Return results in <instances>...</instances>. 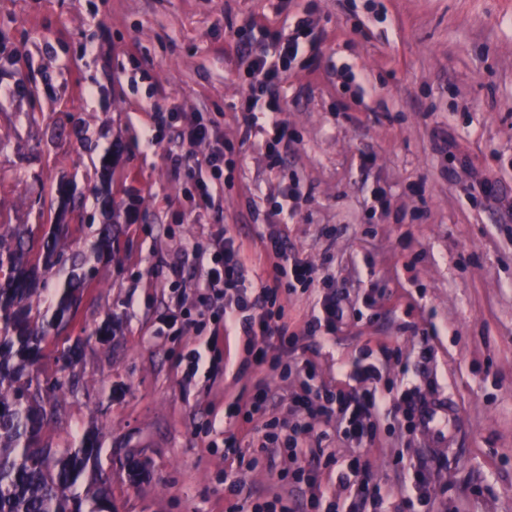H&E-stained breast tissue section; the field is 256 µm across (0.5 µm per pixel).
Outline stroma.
<instances>
[{"mask_svg":"<svg viewBox=\"0 0 512 512\" xmlns=\"http://www.w3.org/2000/svg\"><path fill=\"white\" fill-rule=\"evenodd\" d=\"M303 17L317 58L288 71L277 117L288 148L273 165L265 141L275 117L259 113L242 135L241 43ZM159 110L198 113L236 143L232 185L210 207L166 159H203L209 144L182 143L170 125L145 145ZM62 183L75 207L59 201ZM293 183L300 204L280 217L289 252L328 263L363 316L305 335L325 290L296 285L283 299L296 354H281L274 370L249 368L246 337L213 335L212 318L198 316L193 252L224 225L258 282L270 265L259 236ZM377 189L385 206L373 204ZM58 219L69 233L40 275L39 315L52 316L72 255L91 247L99 225H111L114 243L85 266L80 305L45 345L38 379L55 414L42 441L76 448L99 435L112 512L349 507L336 466L359 452L335 423L293 410L300 381L288 365L309 361L314 386L346 391L366 356L395 399L402 375L387 348L410 355L423 400L456 401L463 427L435 448L406 421L380 417L376 480L392 484L400 464L421 465L433 474L432 503L414 512H512V0H0V235L25 224L37 247ZM73 344L79 355L62 366L57 351ZM194 350L206 362L189 380ZM260 392L252 424L228 417ZM292 418L307 425L297 450L252 466L265 434ZM228 431L237 449L225 448ZM231 478L240 495L229 493Z\"/></svg>","mask_w":512,"mask_h":512,"instance_id":"1","label":"stroma"}]
</instances>
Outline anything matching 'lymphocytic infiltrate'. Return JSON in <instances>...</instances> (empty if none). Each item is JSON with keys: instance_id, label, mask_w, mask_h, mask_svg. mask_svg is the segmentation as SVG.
Segmentation results:
<instances>
[{"instance_id": "f902f5d3", "label": "lymphocytic infiltrate", "mask_w": 512, "mask_h": 512, "mask_svg": "<svg viewBox=\"0 0 512 512\" xmlns=\"http://www.w3.org/2000/svg\"><path fill=\"white\" fill-rule=\"evenodd\" d=\"M316 49V40L308 19L294 22L288 38L274 34L266 46L245 45L243 51L246 71L251 80L244 88L247 115L244 119L243 137H250L256 122L254 110L264 105L266 111L280 112V91L292 62L311 55ZM178 132L181 142L191 145L213 141L211 152L205 157V172L196 173L195 185L200 204H208L213 199V184L207 179V172H221L227 162L226 155L233 147L223 141L214 140V128L200 115L178 113ZM295 198L293 190H285L282 200L277 203L272 219L260 236L264 251L271 258L267 280L260 287L248 286L241 246L226 229H218L213 238V250L203 265V281L206 291L200 299L201 311H208L212 298L223 301V308L217 319L224 331H235L240 335L261 339L262 347L254 357L256 365L269 361L271 351L285 347L284 336L288 330L285 321V307L280 303V291H291L295 283L310 285L322 282L327 292L323 296L317 313L308 322L305 332L314 336L320 332L333 333L351 321L356 315L355 303L348 289L335 288L331 277L322 276L319 268L308 261L289 255L287 244L279 230V215L287 212ZM352 378L355 382L351 391L318 393L309 385H302L293 401L302 406L313 419H335L336 433L356 442H374L375 430L372 418L385 409L403 413L407 418H415L419 413L420 390L409 387L395 402H388L379 389L381 373L372 363H357ZM338 481L354 489L357 495L370 504L377 505L389 497L400 500V512H409L415 502L429 498L432 475L424 468L413 469L400 477L397 489H390L374 482L370 462L341 471Z\"/></svg>"}]
</instances>
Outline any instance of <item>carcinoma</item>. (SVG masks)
Instances as JSON below:
<instances>
[{
	"instance_id": "1",
	"label": "carcinoma",
	"mask_w": 512,
	"mask_h": 512,
	"mask_svg": "<svg viewBox=\"0 0 512 512\" xmlns=\"http://www.w3.org/2000/svg\"><path fill=\"white\" fill-rule=\"evenodd\" d=\"M69 225L52 224L41 249L44 270L55 265L57 245L68 236ZM29 230L19 227L13 241L0 238V512H103L110 502L111 479L99 464L97 439L78 448H45L40 431L52 413L43 405L40 388L33 387L34 367L43 344L65 316L75 312L84 282L71 273L58 300L57 320L30 319L31 247ZM112 252V225L97 229L95 247L79 252L73 267L85 266L101 253ZM92 467L85 486L78 481Z\"/></svg>"
}]
</instances>
